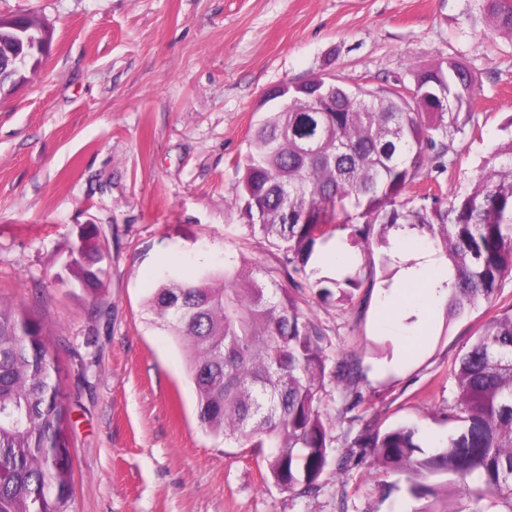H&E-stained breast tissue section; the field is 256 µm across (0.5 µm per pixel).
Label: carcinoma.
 <instances>
[{"instance_id":"1","label":"carcinoma","mask_w":512,"mask_h":512,"mask_svg":"<svg viewBox=\"0 0 512 512\" xmlns=\"http://www.w3.org/2000/svg\"><path fill=\"white\" fill-rule=\"evenodd\" d=\"M491 15L512 33V3L491 0ZM40 65L16 54L13 23L0 17V92ZM470 84L474 73L451 59L418 73L410 98L328 80L326 112L312 111L314 82L288 86L287 108L264 113L235 163L241 211L279 265L229 260L189 281L169 277L149 299L157 323L185 350L201 424L238 448L273 449L266 467L285 491L314 490L332 444L319 410L324 333L297 294L353 303L374 282V249L380 266L390 263L392 231L403 224L448 262V322L495 301L512 274V140L451 209L442 208L441 190L421 195L428 206L404 197L421 175L448 171ZM344 231L367 275L342 267L337 278L309 281L307 267ZM99 236L86 224L64 251V270L90 295L106 274ZM45 336L40 321L0 301V512H70L73 422ZM473 336L454 368L447 419L455 429L445 442L426 452L409 425L355 441L373 449L376 467L404 476L414 512H512V304Z\"/></svg>"}]
</instances>
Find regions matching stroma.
<instances>
[{"label": "stroma", "instance_id": "35a3bbf8", "mask_svg": "<svg viewBox=\"0 0 512 512\" xmlns=\"http://www.w3.org/2000/svg\"><path fill=\"white\" fill-rule=\"evenodd\" d=\"M13 14L46 22L53 43L0 99V297L51 329L74 422L71 512H411L404 478L354 441L368 423L445 441L455 360L496 305L451 323L440 309L406 330L391 266L351 306L302 292L325 334L333 441L316 489L299 495L273 482L266 450L201 425L184 354L148 299L173 268L190 279L230 256L275 266L234 205L233 162L283 81L410 88L417 70L462 63L477 77L473 119L439 181L449 197L469 190L512 139V35L495 30L488 0H0ZM85 224L105 254L94 296L62 268ZM341 364L355 385L337 383Z\"/></svg>", "mask_w": 512, "mask_h": 512}]
</instances>
